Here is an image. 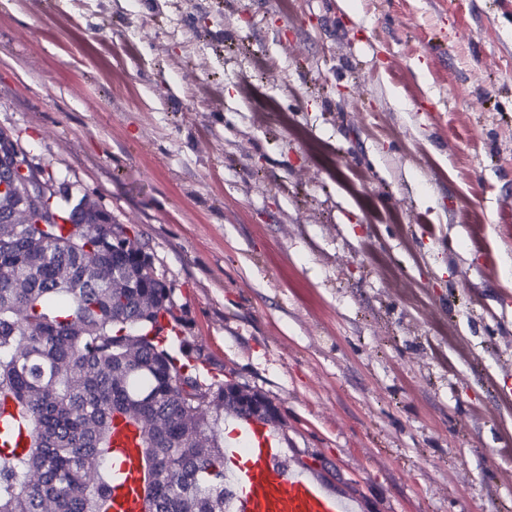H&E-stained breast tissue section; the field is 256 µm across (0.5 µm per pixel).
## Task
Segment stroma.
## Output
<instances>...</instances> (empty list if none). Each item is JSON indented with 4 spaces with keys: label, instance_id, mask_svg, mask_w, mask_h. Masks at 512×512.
Masks as SVG:
<instances>
[{
    "label": "stroma",
    "instance_id": "stroma-1",
    "mask_svg": "<svg viewBox=\"0 0 512 512\" xmlns=\"http://www.w3.org/2000/svg\"><path fill=\"white\" fill-rule=\"evenodd\" d=\"M0 130L357 512H512V0H0Z\"/></svg>",
    "mask_w": 512,
    "mask_h": 512
}]
</instances>
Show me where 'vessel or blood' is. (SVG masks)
Segmentation results:
<instances>
[{
  "mask_svg": "<svg viewBox=\"0 0 512 512\" xmlns=\"http://www.w3.org/2000/svg\"><path fill=\"white\" fill-rule=\"evenodd\" d=\"M240 445L231 449L241 459L236 475L240 496L237 512H350L342 497L326 492L321 482L281 464L279 443L271 434H258L256 425L245 426ZM114 456L123 472L137 468V452L132 437L115 435ZM113 512H140L139 487L126 481L113 493Z\"/></svg>",
  "mask_w": 512,
  "mask_h": 512,
  "instance_id": "1",
  "label": "vessel or blood"
}]
</instances>
